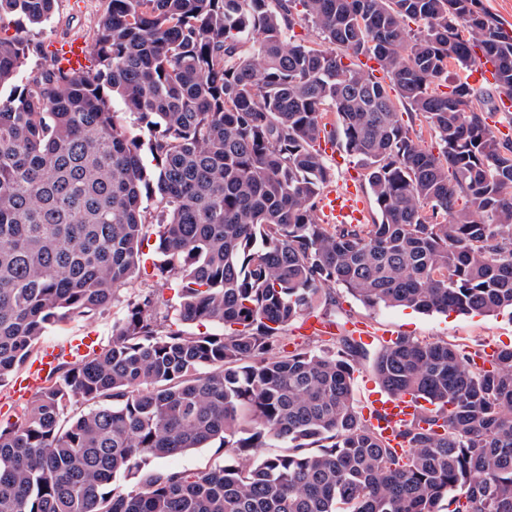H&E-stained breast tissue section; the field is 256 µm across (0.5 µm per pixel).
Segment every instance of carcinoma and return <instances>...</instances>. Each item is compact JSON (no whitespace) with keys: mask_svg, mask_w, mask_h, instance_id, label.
<instances>
[{"mask_svg":"<svg viewBox=\"0 0 512 512\" xmlns=\"http://www.w3.org/2000/svg\"><path fill=\"white\" fill-rule=\"evenodd\" d=\"M298 6L328 48L296 38ZM54 7L0 0V31ZM91 49L95 72L49 55L25 75L31 42L0 36V384L52 327L113 304L152 223L176 322L127 300L108 346L0 426V512H512V346L381 344L380 387L434 405L394 446L357 410L367 350L345 325L332 349L283 345L298 319L335 323L338 287L371 309L512 313V142L467 78L438 92L448 63L480 62L512 98V27L481 0H107ZM329 112L376 224L317 218ZM205 323L223 332L189 331ZM215 441L204 470L147 467ZM398 112V117L402 125L410 129L413 137L415 134L419 136L418 139L421 147L435 155L438 154L440 151V141L435 134L430 131L423 118L416 116L413 112L410 113L403 106L399 107Z\"/></svg>","mask_w":512,"mask_h":512,"instance_id":"cac0c4a2","label":"carcinoma"}]
</instances>
